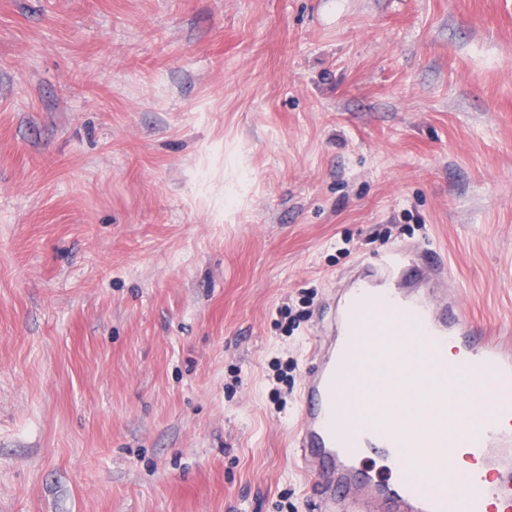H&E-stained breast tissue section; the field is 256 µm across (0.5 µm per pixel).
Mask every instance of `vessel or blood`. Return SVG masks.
I'll return each instance as SVG.
<instances>
[{
	"label": "vessel or blood",
	"instance_id": "obj_1",
	"mask_svg": "<svg viewBox=\"0 0 512 512\" xmlns=\"http://www.w3.org/2000/svg\"><path fill=\"white\" fill-rule=\"evenodd\" d=\"M312 358L293 458L315 512L512 508V339L462 318L431 249L358 266Z\"/></svg>",
	"mask_w": 512,
	"mask_h": 512
}]
</instances>
